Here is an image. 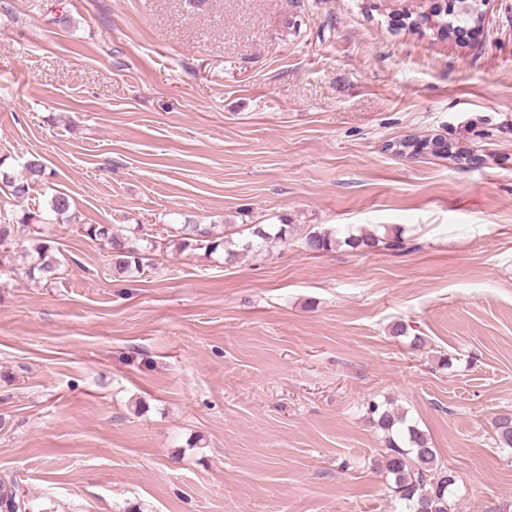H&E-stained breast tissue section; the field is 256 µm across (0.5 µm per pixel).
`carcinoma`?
Listing matches in <instances>:
<instances>
[{
    "label": "carcinoma",
    "mask_w": 512,
    "mask_h": 512,
    "mask_svg": "<svg viewBox=\"0 0 512 512\" xmlns=\"http://www.w3.org/2000/svg\"><path fill=\"white\" fill-rule=\"evenodd\" d=\"M468 8L436 12V25L446 37L455 35L457 29L467 25L478 16L476 0H467ZM404 154L413 159L441 158L456 164L466 163L475 157L486 162L485 155L477 153L473 146L459 138L439 135H419L397 140ZM24 172L12 175L0 173V182L11 189V195L23 198L33 185L42 182L46 165L40 156H34L23 165ZM69 196L60 192L52 197L46 211H27L16 224H0V268L10 263L9 246L16 237H27L31 250L37 254L35 263L26 268L25 274L31 280L53 281L58 279L60 261L52 254L49 240L43 236V225L59 220L69 213ZM81 235L100 242L111 250L115 269L125 273L134 268L138 271L149 266L148 254L158 246L173 247L178 252L187 249L205 248L210 253L224 250L225 260L238 259L242 254L260 249L269 243H285L294 232L291 224H226L219 232L215 225L179 224L174 227L171 238L159 244L150 239L142 226L135 230L143 236H129L112 228L110 224H81ZM305 244L312 252H331L343 244L361 253L371 254L381 249L401 250L405 247L402 233L397 230L361 229L343 239L336 238V231H311L305 236ZM369 422L373 423L384 436L385 455L378 463L379 471L387 480L389 492L402 505V512H455L456 486L445 483V476L454 473L438 458L428 436L417 427L407 423L406 417L395 413L384 405L371 401L367 404ZM494 441L499 448L512 449V414L499 415L494 423ZM24 495L14 480L0 479V512H18Z\"/></svg>",
    "instance_id": "1"
}]
</instances>
